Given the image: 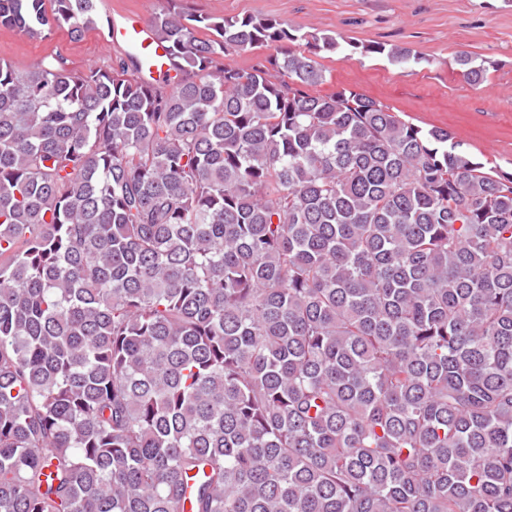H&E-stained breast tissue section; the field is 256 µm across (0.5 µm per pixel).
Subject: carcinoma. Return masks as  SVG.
Instances as JSON below:
<instances>
[{"label": "carcinoma", "instance_id": "cac0c4a2", "mask_svg": "<svg viewBox=\"0 0 512 512\" xmlns=\"http://www.w3.org/2000/svg\"><path fill=\"white\" fill-rule=\"evenodd\" d=\"M98 21L0 0L32 38ZM150 28L153 81L0 62V512H512V174L307 93L334 35Z\"/></svg>", "mask_w": 512, "mask_h": 512}]
</instances>
